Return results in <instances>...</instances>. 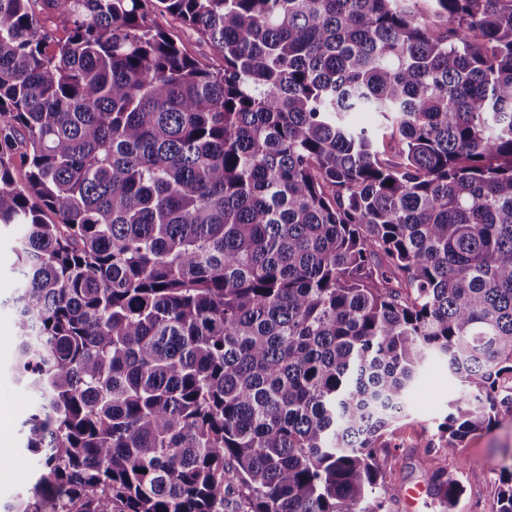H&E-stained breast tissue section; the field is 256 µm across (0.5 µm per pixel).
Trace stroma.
<instances>
[{"instance_id": "stroma-1", "label": "stroma", "mask_w": 512, "mask_h": 512, "mask_svg": "<svg viewBox=\"0 0 512 512\" xmlns=\"http://www.w3.org/2000/svg\"><path fill=\"white\" fill-rule=\"evenodd\" d=\"M152 26L168 34L192 59L210 70L223 68V57L194 29L167 13H154ZM17 227L0 230V420L7 437L0 447V503L8 504L31 487L36 459L26 447L24 421L32 399L15 378V318L11 300L19 286L13 243ZM462 387L443 360H429L419 371L417 386L399 419L384 437L380 457L382 476L392 488L426 486L440 467L463 487L453 512H497V489L502 465L512 462V418L504 417L490 430L468 436L455 454L439 451L438 426L450 401L461 398Z\"/></svg>"}]
</instances>
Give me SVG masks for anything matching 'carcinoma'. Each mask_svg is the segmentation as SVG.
I'll use <instances>...</instances> for the list:
<instances>
[{
	"label": "carcinoma",
	"instance_id": "carcinoma-1",
	"mask_svg": "<svg viewBox=\"0 0 512 512\" xmlns=\"http://www.w3.org/2000/svg\"><path fill=\"white\" fill-rule=\"evenodd\" d=\"M52 2L50 53L37 0H0L38 464L5 512H390L378 452L428 358L465 393L444 454L512 412V0ZM152 26L168 34L192 59L212 71L224 67L223 57L194 29L176 17L156 12L150 17Z\"/></svg>",
	"mask_w": 512,
	"mask_h": 512
}]
</instances>
